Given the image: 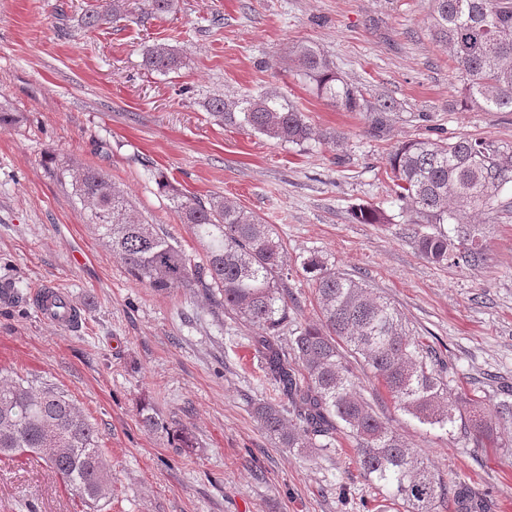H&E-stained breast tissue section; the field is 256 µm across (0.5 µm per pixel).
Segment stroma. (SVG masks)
Masks as SVG:
<instances>
[{"label": "stroma", "instance_id": "obj_1", "mask_svg": "<svg viewBox=\"0 0 512 512\" xmlns=\"http://www.w3.org/2000/svg\"><path fill=\"white\" fill-rule=\"evenodd\" d=\"M101 0H0V377L64 390L96 424L112 469V512H377L385 493L366 479L352 438L299 453L254 422L271 396L251 346L257 328L194 288L158 292L134 280L102 247L51 175L57 156L107 174L139 215L192 257L202 253L156 181L189 197L221 195L274 225L288 251V346L316 322L301 263L322 255L392 301L415 336L441 355L457 391L497 395L512 384V219L481 216L489 257L439 267L404 232L388 155L422 137L473 135L512 146V112L464 100L463 83L433 40L429 0H179L176 12L96 28L84 15ZM176 45L178 71L143 68L145 49ZM318 48L368 101L389 100L384 128L316 93L298 44ZM277 92L316 137L297 146L214 121L208 99ZM383 211L357 224L353 207ZM48 283L81 312L71 328L44 322L32 302ZM357 389L444 480L489 493L512 512V448H478L394 409L354 365ZM152 405L163 427H143ZM186 428L191 448L172 431ZM35 458L0 461V512H83Z\"/></svg>", "mask_w": 512, "mask_h": 512}]
</instances>
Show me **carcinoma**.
Returning <instances> with one entry per match:
<instances>
[{
	"label": "carcinoma",
	"instance_id": "1",
	"mask_svg": "<svg viewBox=\"0 0 512 512\" xmlns=\"http://www.w3.org/2000/svg\"><path fill=\"white\" fill-rule=\"evenodd\" d=\"M129 5V0H104L85 14V25L120 19ZM177 6L178 0H140L139 10L155 16ZM491 13L498 25L481 28ZM430 27L458 70L468 100L488 111L512 112V0H431ZM296 55L319 94L347 112L372 113V127H383L390 104L368 103L363 90L338 76L316 48L301 45ZM143 66L176 71L181 53L157 43L144 52ZM206 110L220 123L298 146L315 135L302 112L271 92L213 96ZM388 164L397 200L414 212L406 231L421 255L438 266L484 262L487 239L474 217L512 214V196H501L512 182V147L473 136L417 138L398 145ZM53 171L58 182L71 185L87 223L134 279L157 292L199 288L225 312L262 331L252 342L275 398L255 402L252 415L280 447L329 448L344 433L355 443L363 474L385 488L403 512H438L447 500L456 512H486L481 493L461 480L445 483L357 392L343 351L362 360L396 409L433 427L458 425L478 448L512 447L498 435L500 424L512 420V386L501 390L492 407L475 394L451 389L439 369L440 354L416 339L398 308L316 254L303 260L302 270L315 285L320 323L298 331L285 351L278 336L288 323V255L273 225L233 200L216 196L204 202L173 189L169 199L203 249L197 262L141 219L101 170L58 161ZM352 217L359 224L385 220L366 205L353 209ZM424 224L448 229L423 233ZM24 453L43 461L90 507L112 505L110 464L95 424L52 385L1 379L0 458Z\"/></svg>",
	"mask_w": 512,
	"mask_h": 512
}]
</instances>
